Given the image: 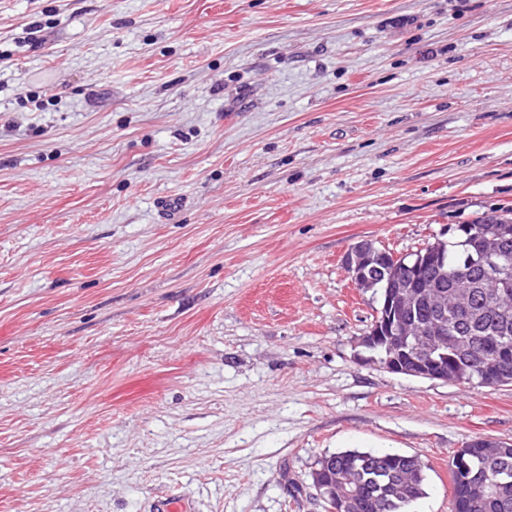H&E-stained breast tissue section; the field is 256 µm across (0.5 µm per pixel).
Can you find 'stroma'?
<instances>
[{
  "label": "stroma",
  "mask_w": 512,
  "mask_h": 512,
  "mask_svg": "<svg viewBox=\"0 0 512 512\" xmlns=\"http://www.w3.org/2000/svg\"><path fill=\"white\" fill-rule=\"evenodd\" d=\"M493 208L512 0H0V512H324L348 449L449 512L512 386L369 362L343 260Z\"/></svg>",
  "instance_id": "35a3bbf8"
}]
</instances>
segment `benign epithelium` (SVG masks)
<instances>
[{
    "mask_svg": "<svg viewBox=\"0 0 512 512\" xmlns=\"http://www.w3.org/2000/svg\"><path fill=\"white\" fill-rule=\"evenodd\" d=\"M472 249L466 263L478 267L490 280L506 281L512 271L500 263V250L492 239L485 237L470 240ZM346 270L355 287L373 279L387 280L384 306L377 308L368 333L362 344L368 348H384L377 359L379 365L394 374L448 382V353L427 341V335L446 339L450 333L448 317L440 305L444 297L434 295V314L428 322L409 318L410 310L419 302L418 288L425 282L426 269L438 264L430 253L400 261L392 266L386 249L374 246L371 240L356 244L348 253ZM491 362L484 366V383L506 381V374L497 365L512 358V344L501 341L488 348ZM311 487L322 501L326 512H348L354 491L343 486L336 488V481L321 477V470L312 469Z\"/></svg>",
    "mask_w": 512,
    "mask_h": 512,
    "instance_id": "1",
    "label": "benign epithelium"
}]
</instances>
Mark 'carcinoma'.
Listing matches in <instances>:
<instances>
[{"label": "carcinoma", "instance_id": "1", "mask_svg": "<svg viewBox=\"0 0 512 512\" xmlns=\"http://www.w3.org/2000/svg\"><path fill=\"white\" fill-rule=\"evenodd\" d=\"M471 224L472 232L479 235L494 227L512 226V210L504 214L484 213ZM465 239L459 232L446 241L429 244L431 250L448 261V279L440 284L450 294L459 287L452 277L462 268L468 248ZM487 301L486 289L475 288L470 311L448 309V322L453 324L455 335L466 342L462 350L448 344V373L466 376L485 365L484 337L505 336L512 341V288L502 301L506 312L488 309ZM505 461L512 466V444L502 448L500 443L491 442L485 448L473 449L469 469L461 470L455 462L449 463L451 496L466 498L465 512H512V484L497 496L488 489L490 477ZM317 468L344 475L347 484L356 489L353 512H410V506L425 495L427 465L417 455L346 450L324 457L317 462Z\"/></svg>", "mask_w": 512, "mask_h": 512}]
</instances>
